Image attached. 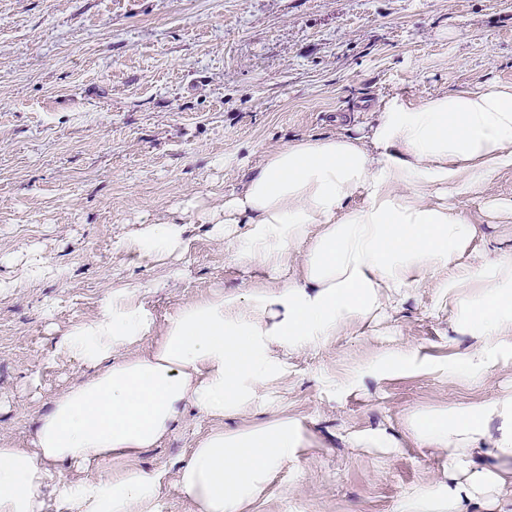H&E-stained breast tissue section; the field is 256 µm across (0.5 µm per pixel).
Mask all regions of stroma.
Segmentation results:
<instances>
[{
  "label": "stroma",
  "mask_w": 512,
  "mask_h": 512,
  "mask_svg": "<svg viewBox=\"0 0 512 512\" xmlns=\"http://www.w3.org/2000/svg\"><path fill=\"white\" fill-rule=\"evenodd\" d=\"M512 86V0H0V444L26 446L37 418L85 373L54 344L130 283L156 320L220 290L246 301L288 277L241 259L203 208L237 192L287 142L359 136L392 102ZM198 207L189 208L188 200ZM448 204L479 230L465 259L512 256V169ZM161 219L185 224L188 252L151 262L117 245ZM38 251L54 274L25 279ZM179 267V279L169 277ZM448 279L410 288L393 310L280 357L240 414L186 408L157 447L116 470L163 472L154 512H195L177 472L214 428L297 420L307 444L245 512H397L448 484V453L411 438L413 414L512 394V352L489 373L449 369L477 340L458 328ZM418 351L432 372L378 371ZM383 430L396 448L354 445Z\"/></svg>",
  "instance_id": "1"
}]
</instances>
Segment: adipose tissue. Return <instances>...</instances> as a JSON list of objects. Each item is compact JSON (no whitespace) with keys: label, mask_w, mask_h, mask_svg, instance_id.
<instances>
[{"label":"adipose tissue","mask_w":512,"mask_h":512,"mask_svg":"<svg viewBox=\"0 0 512 512\" xmlns=\"http://www.w3.org/2000/svg\"><path fill=\"white\" fill-rule=\"evenodd\" d=\"M512 168V87L439 93L392 102L368 133L285 143L265 153L241 191L207 214L210 233L250 224L249 259L280 268L305 254L288 280L254 291L247 305L223 293L188 301L156 323L136 290H112L91 320L70 326L56 351L88 377L62 392L35 425L29 446H0V512H145L162 474L106 465L157 446L185 404L221 418L248 405L276 371L275 349L295 350L372 318L415 283L447 273L457 288L478 283L464 309L479 347L461 371H486L512 335V259L489 255L470 270L475 224L432 200L472 192ZM119 246L161 261L187 252L183 224L162 221L121 236ZM145 350L118 360L143 339ZM412 437L448 453L443 495L403 500L399 512H512V396L412 416ZM306 442L287 418L200 438L176 484L196 512H244L273 473ZM97 465L94 477L59 481L60 464Z\"/></svg>","instance_id":"1"}]
</instances>
